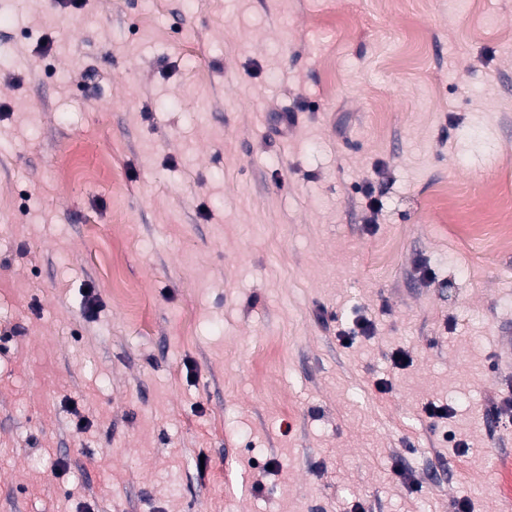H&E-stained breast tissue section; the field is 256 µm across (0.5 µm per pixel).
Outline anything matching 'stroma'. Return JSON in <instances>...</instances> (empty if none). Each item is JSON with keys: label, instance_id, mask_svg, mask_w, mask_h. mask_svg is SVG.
I'll use <instances>...</instances> for the list:
<instances>
[{"label": "stroma", "instance_id": "stroma-1", "mask_svg": "<svg viewBox=\"0 0 512 512\" xmlns=\"http://www.w3.org/2000/svg\"><path fill=\"white\" fill-rule=\"evenodd\" d=\"M1 44L0 512H512V249L443 231L512 183V0H0Z\"/></svg>", "mask_w": 512, "mask_h": 512}]
</instances>
